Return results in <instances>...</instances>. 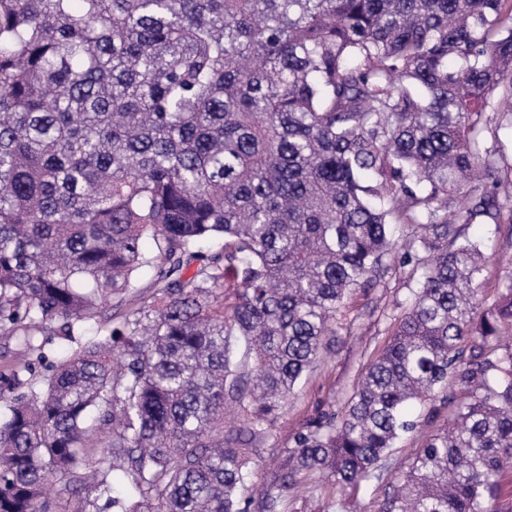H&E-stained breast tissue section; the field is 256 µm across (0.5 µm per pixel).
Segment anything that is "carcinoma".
<instances>
[{
	"label": "carcinoma",
	"instance_id": "carcinoma-1",
	"mask_svg": "<svg viewBox=\"0 0 512 512\" xmlns=\"http://www.w3.org/2000/svg\"><path fill=\"white\" fill-rule=\"evenodd\" d=\"M487 112H512V0H0V336L25 346L0 374V512H49L55 481L76 512H280L380 479L433 399L451 426L382 512H499L512 283L475 316L482 253L450 209L512 221ZM391 224L414 226L413 301L256 484L244 445L274 437ZM46 334L68 354L25 393Z\"/></svg>",
	"mask_w": 512,
	"mask_h": 512
}]
</instances>
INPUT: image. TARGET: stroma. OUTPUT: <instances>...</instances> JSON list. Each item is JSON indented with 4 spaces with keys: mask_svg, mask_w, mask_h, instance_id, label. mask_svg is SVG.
Returning a JSON list of instances; mask_svg holds the SVG:
<instances>
[{
    "mask_svg": "<svg viewBox=\"0 0 512 512\" xmlns=\"http://www.w3.org/2000/svg\"><path fill=\"white\" fill-rule=\"evenodd\" d=\"M465 236L478 243L486 261L477 279L481 309L490 308L512 283V223L490 224L477 218L464 224ZM387 272L372 285L353 289L336 313L332 348L308 373L280 410L275 437L251 448L255 478L263 480L293 436L322 412H342L366 362L389 341L418 286L413 263L389 260ZM419 426L391 448L381 479L352 497L325 490L291 498L284 512H381L397 481L411 467L426 438L450 419L448 408L433 400L418 405Z\"/></svg>",
    "mask_w": 512,
    "mask_h": 512,
    "instance_id": "obj_1",
    "label": "stroma"
}]
</instances>
